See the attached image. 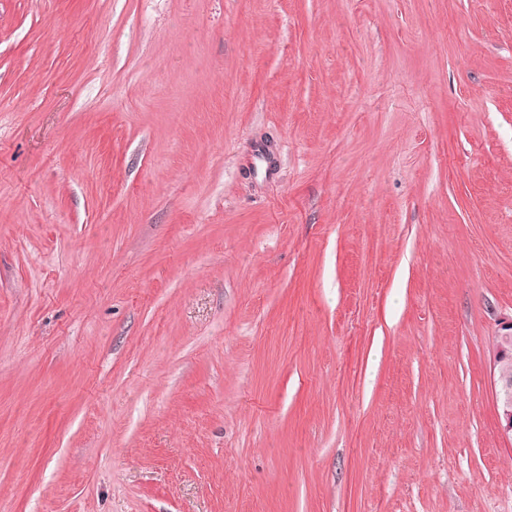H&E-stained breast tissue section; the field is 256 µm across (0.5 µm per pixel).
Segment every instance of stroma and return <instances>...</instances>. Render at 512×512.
Wrapping results in <instances>:
<instances>
[{
	"label": "stroma",
	"mask_w": 512,
	"mask_h": 512,
	"mask_svg": "<svg viewBox=\"0 0 512 512\" xmlns=\"http://www.w3.org/2000/svg\"><path fill=\"white\" fill-rule=\"evenodd\" d=\"M512 0H0V512H512ZM497 329L498 343L493 361L494 385L497 387L496 399L499 409L501 432L512 439V375L503 370L501 364L512 359V316L500 320Z\"/></svg>",
	"instance_id": "stroma-1"
}]
</instances>
